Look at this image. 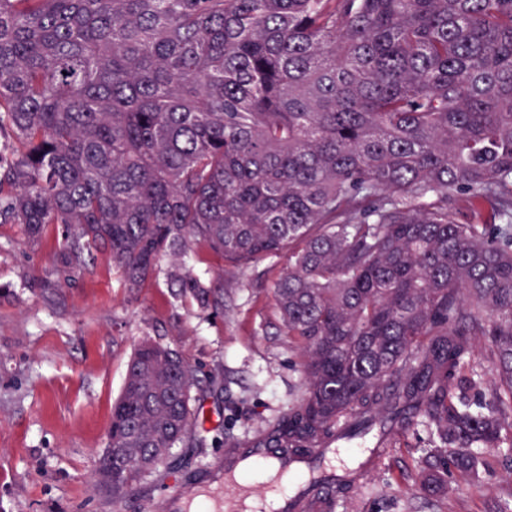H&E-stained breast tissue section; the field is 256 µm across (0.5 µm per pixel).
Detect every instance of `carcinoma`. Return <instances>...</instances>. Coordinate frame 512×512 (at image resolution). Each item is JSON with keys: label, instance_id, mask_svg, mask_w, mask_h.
<instances>
[{"label": "carcinoma", "instance_id": "1", "mask_svg": "<svg viewBox=\"0 0 512 512\" xmlns=\"http://www.w3.org/2000/svg\"><path fill=\"white\" fill-rule=\"evenodd\" d=\"M0 223L62 228L65 267L108 252L131 294L198 243L288 252L298 399L213 435L223 371L142 339L92 472L114 512L210 442L307 461V512L376 464L316 472L340 443L423 429L426 500L512 447V0H0ZM170 280L207 320L234 306L220 275Z\"/></svg>", "mask_w": 512, "mask_h": 512}]
</instances>
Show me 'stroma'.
Returning a JSON list of instances; mask_svg holds the SVG:
<instances>
[{
	"mask_svg": "<svg viewBox=\"0 0 512 512\" xmlns=\"http://www.w3.org/2000/svg\"><path fill=\"white\" fill-rule=\"evenodd\" d=\"M57 230L29 240L19 224H0V512H113L112 497L90 478L105 445L112 403L127 361L146 336L179 340L202 371L224 372V388L207 394L215 424L237 437L258 417H273L300 392L294 345L278 328L272 288L287 255L233 267L204 246L184 261L200 277L223 273L235 294L225 317L206 320L175 299L163 258L137 296L121 287L107 253L84 266L61 268ZM408 433L380 451L381 463L337 512H500L512 484L500 474L512 450L489 451L480 484L460 483L431 503L415 496L410 471L425 445ZM178 478L134 484L126 512L176 501L181 512L201 501L224 512V451L178 448Z\"/></svg>",
	"mask_w": 512,
	"mask_h": 512,
	"instance_id": "stroma-1",
	"label": "stroma"
}]
</instances>
